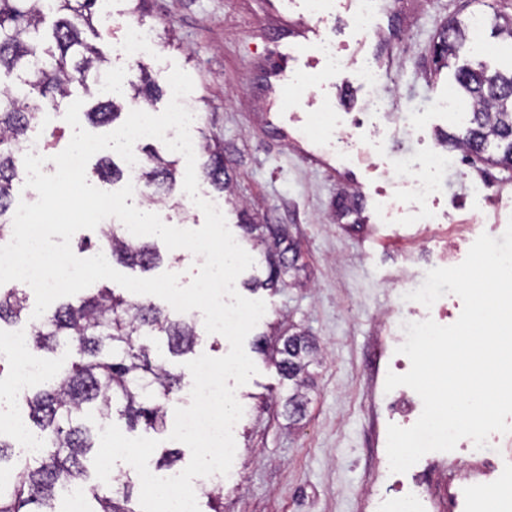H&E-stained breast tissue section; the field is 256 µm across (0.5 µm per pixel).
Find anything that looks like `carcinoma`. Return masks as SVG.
<instances>
[{"label":"carcinoma","instance_id":"carcinoma-1","mask_svg":"<svg viewBox=\"0 0 512 512\" xmlns=\"http://www.w3.org/2000/svg\"><path fill=\"white\" fill-rule=\"evenodd\" d=\"M97 0H0V71L19 72L27 93L18 97L6 90L0 96V238L10 232L8 214L16 184L21 181V144L39 125V117L59 100L71 95L73 84L91 94L108 61L83 37L89 29L99 37L109 22L96 17ZM58 14L54 44L41 45L40 25L45 11ZM468 41V24L448 25L436 48L445 64L457 57ZM132 99L150 101L160 92L154 76L140 69V83L132 85ZM455 90L466 101L468 125L463 136H448L454 149L496 154L484 161L512 170V66L493 72L482 63L462 66L455 73ZM123 102L99 100L87 112L90 121L106 126L120 116ZM200 150L207 156L201 175L215 189H229L224 179V147L201 134ZM148 165L141 178L172 192L178 182L176 161L146 151ZM256 246L264 247L268 263L265 280H254L253 288L278 285L302 287L294 262L277 263L274 256L294 251L280 224H246ZM109 256L117 262L149 271L160 262L148 243L128 241L118 229L105 231ZM27 323L32 345L53 354L61 346L71 347L76 358L64 375L28 389L19 403L40 431L42 452L21 457L13 444L0 436V469L10 480L0 483V512H58L55 501L75 481L85 482L86 495L95 503L88 512H135L131 493L119 479L104 483L88 471V455L96 439L84 421L94 415L101 420L117 409L132 430L142 425L154 432L167 426L164 404L181 390L182 375L172 371L170 357L187 354L196 340L194 323L173 320L166 309L151 301L128 299L110 288L67 303L39 318H32L25 293L11 289L0 292V324ZM276 366L293 384L288 409L299 413L305 404L309 366L317 359V346L295 334L282 339L276 348Z\"/></svg>","mask_w":512,"mask_h":512}]
</instances>
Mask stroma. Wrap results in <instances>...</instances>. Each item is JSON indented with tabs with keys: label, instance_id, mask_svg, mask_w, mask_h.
<instances>
[{
	"label": "stroma",
	"instance_id": "35a3bbf8",
	"mask_svg": "<svg viewBox=\"0 0 512 512\" xmlns=\"http://www.w3.org/2000/svg\"><path fill=\"white\" fill-rule=\"evenodd\" d=\"M270 2L146 0L135 20L129 0H105L112 30L94 44L125 87L138 82L144 66L163 86L172 67L187 72L194 82L187 100L199 127L224 147L233 193L225 218L235 240L246 245L249 222L284 224L297 247L304 287L248 288L251 276L267 275L259 251L236 280L237 291L264 300L266 312L244 343L258 372L236 390L244 414L234 434L238 451L219 490L224 512H366V493L388 484L374 460L384 446L385 370L396 350L391 340H380L376 318L400 311L398 280L425 274L435 259L432 231L411 248L405 222L434 211L440 223L460 225L466 252L481 234L500 237L512 221V172L457 150L448 168L428 164L447 135H462L466 127L464 106L452 96L456 67L504 66L512 43L488 24L482 53L465 47L442 66L433 48L450 20L512 17V0H395L376 19L381 39L357 31L345 0H333L324 20L336 29L333 55L320 63L327 81L295 82V102L286 110L265 67L275 45L298 41L309 20L274 11ZM134 20L154 34L140 67L119 51L121 30ZM366 56L388 66L390 80L365 83L359 69ZM347 84L355 93L343 106L338 97ZM318 102L342 110L348 138L330 147L303 140L302 119ZM303 150L321 156L323 165L300 158ZM400 167L426 173L439 192L406 203L399 220L387 221V202L406 189L393 178ZM410 248L415 259L408 266L403 253ZM274 331L305 333L319 350L304 411L294 421L284 407L290 383L271 357L253 350L255 337Z\"/></svg>",
	"mask_w": 512,
	"mask_h": 512
}]
</instances>
